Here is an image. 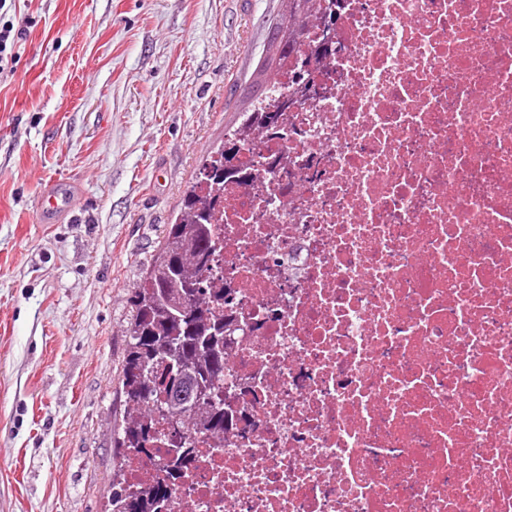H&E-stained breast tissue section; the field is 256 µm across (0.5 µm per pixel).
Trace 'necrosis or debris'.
Segmentation results:
<instances>
[{
  "label": "necrosis or debris",
  "instance_id": "obj_1",
  "mask_svg": "<svg viewBox=\"0 0 512 512\" xmlns=\"http://www.w3.org/2000/svg\"><path fill=\"white\" fill-rule=\"evenodd\" d=\"M325 7L224 183L232 425L161 512H512V0Z\"/></svg>",
  "mask_w": 512,
  "mask_h": 512
}]
</instances>
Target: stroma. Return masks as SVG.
<instances>
[{
  "label": "stroma",
  "mask_w": 512,
  "mask_h": 512,
  "mask_svg": "<svg viewBox=\"0 0 512 512\" xmlns=\"http://www.w3.org/2000/svg\"><path fill=\"white\" fill-rule=\"evenodd\" d=\"M36 19L0 79V512H103L125 326L279 0H15ZM65 183L75 218L38 198Z\"/></svg>",
  "instance_id": "obj_1"
}]
</instances>
